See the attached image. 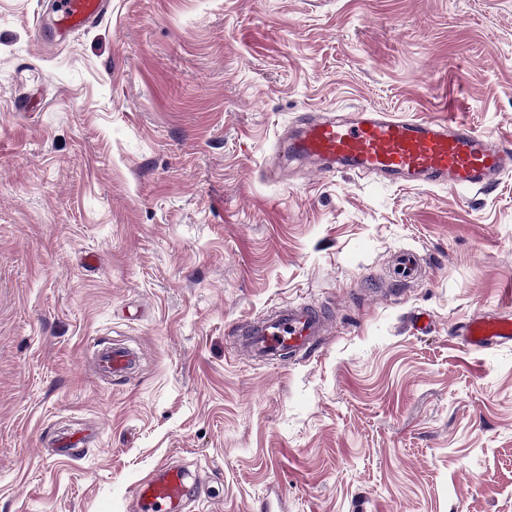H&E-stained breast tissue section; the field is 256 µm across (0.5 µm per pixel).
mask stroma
<instances>
[{
    "label": "stroma",
    "instance_id": "stroma-1",
    "mask_svg": "<svg viewBox=\"0 0 512 512\" xmlns=\"http://www.w3.org/2000/svg\"><path fill=\"white\" fill-rule=\"evenodd\" d=\"M48 12L0 0V512H135L165 460L205 512H512V344L458 336L512 307V173L266 177L307 110L512 143V0H111L55 45ZM298 303L316 354L235 352ZM109 343L141 359L101 382Z\"/></svg>",
    "mask_w": 512,
    "mask_h": 512
}]
</instances>
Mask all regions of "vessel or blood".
<instances>
[{
	"instance_id": "1",
	"label": "vessel or blood",
	"mask_w": 512,
	"mask_h": 512,
	"mask_svg": "<svg viewBox=\"0 0 512 512\" xmlns=\"http://www.w3.org/2000/svg\"><path fill=\"white\" fill-rule=\"evenodd\" d=\"M110 0H54L53 32L58 38L89 28L105 16ZM278 149L288 161H309L324 172L374 174L388 183L445 186L484 191L512 171V145L477 132L464 118L402 120L367 106L344 118L317 110L302 113L284 133ZM324 317L310 304H291L256 320L238 335L239 345L267 363L283 356L310 353L321 343ZM462 336L475 350L512 341V311L477 312L468 318ZM135 362L122 346L99 350L101 377L124 374ZM137 512H188L185 475L172 462L139 484Z\"/></svg>"
}]
</instances>
